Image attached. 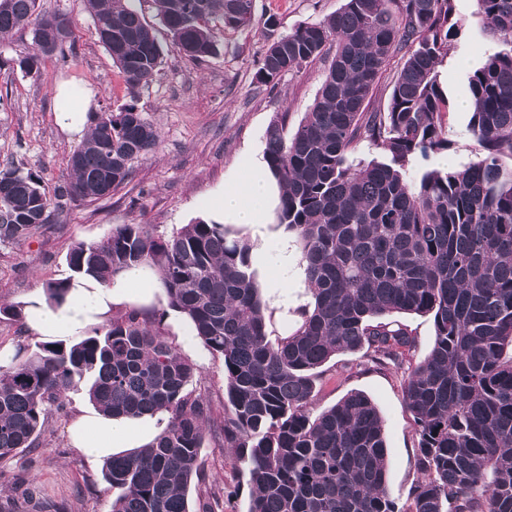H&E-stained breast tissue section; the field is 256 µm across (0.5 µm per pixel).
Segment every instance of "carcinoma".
<instances>
[{
    "instance_id": "1",
    "label": "carcinoma",
    "mask_w": 512,
    "mask_h": 512,
    "mask_svg": "<svg viewBox=\"0 0 512 512\" xmlns=\"http://www.w3.org/2000/svg\"><path fill=\"white\" fill-rule=\"evenodd\" d=\"M38 0H0V36L30 30L17 59L28 74L71 49L72 21L45 16ZM100 42L132 101L93 112L70 156L69 181L48 190L19 165L0 169V245L42 233L71 201L112 195L159 137L133 97L161 70L162 50L132 0H84ZM173 46L203 61L218 52L215 27L253 25V0H153ZM497 49L468 76L470 130L481 158L404 178L416 154L448 149L451 110L438 66L458 25L454 0H344L336 13L277 33L264 22L259 89L316 59L328 61L318 94L290 135L286 116L266 132L265 159L280 186L275 221L301 246L312 296L292 332L273 343L249 240L199 219L165 235L122 224L75 243L77 275L111 282L148 262L168 306L224 360V447L237 449L250 486L247 512H401L387 484L376 406L350 392L310 415L322 368L364 351L375 366L402 364L408 334L381 318L432 315L434 344L404 373L403 399L418 434L410 512H512V0H477ZM405 58L386 109L369 110L390 60ZM369 143L382 161L355 157ZM64 302L69 281L44 283ZM198 366L160 326L132 307L78 341L17 344L0 368V459L42 444L49 415L81 386L104 414H168L140 448L114 454L103 478L118 491L111 512H213L191 507L211 421L209 399L186 391Z\"/></svg>"
}]
</instances>
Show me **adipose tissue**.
<instances>
[{"label": "adipose tissue", "instance_id": "ef3b65f1", "mask_svg": "<svg viewBox=\"0 0 512 512\" xmlns=\"http://www.w3.org/2000/svg\"><path fill=\"white\" fill-rule=\"evenodd\" d=\"M90 103L89 92L61 86L54 96V114L60 129L71 137H83ZM276 198V180L265 163L258 160L250 172L225 182L217 209L228 224H267L272 220ZM162 295L156 272L143 264L107 284L89 278L73 280L66 301L60 305L50 303L41 289H34L24 301L23 315L31 335L46 341L66 340L105 323L113 312L130 304H158ZM158 432L150 417L133 421L90 411L75 416L69 427L73 445L94 462L122 448L141 447Z\"/></svg>", "mask_w": 512, "mask_h": 512}]
</instances>
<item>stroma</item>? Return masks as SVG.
Returning a JSON list of instances; mask_svg holds the SVG:
<instances>
[{"label":"stroma","mask_w":512,"mask_h":512,"mask_svg":"<svg viewBox=\"0 0 512 512\" xmlns=\"http://www.w3.org/2000/svg\"><path fill=\"white\" fill-rule=\"evenodd\" d=\"M38 4L40 11L72 19L73 55L45 59L33 75L0 71V166L12 161L38 171L49 188L68 180V158L78 141L61 131L53 112L54 90L64 81L91 90L94 112L136 102L158 130L160 143L111 197L68 203L59 222L43 234L0 246V304L16 308L45 281L69 277L66 254L74 243L99 240L119 224H147L168 235L195 220L210 219L214 197L225 181L247 173L263 156L266 131L276 116L287 114L289 129H296L317 96L325 69L324 61L316 60L282 75L274 89H257L253 76L265 45L264 20L275 15L278 33L285 34L335 13L343 0H254L253 27L218 32V55L202 63L188 61L174 49L152 0H135L163 49V64L159 75L133 98L100 43L83 0ZM454 7L459 27L438 67L452 107L445 127L450 147L441 155L415 156L406 171L412 182L440 162L454 168L480 158L469 131V70L464 62H482L496 43L484 30L476 0H454ZM240 233L252 245L259 284L267 285L277 275L272 255L283 227L244 226ZM396 319L413 339L405 363L420 362L433 346L432 316L400 313ZM196 363L199 373L188 390L209 398L213 407L201 454L206 475L202 490L218 504V512H246V477L233 450L217 434L224 423V360L204 352ZM351 391L368 396L379 411L388 450V487L402 512H408L417 479L418 434L403 400V376L393 368L373 367L358 352L338 356L317 384L313 413L330 408ZM69 399L67 415L51 418L43 447L0 460L1 506L20 502L28 490L44 512H111L113 495L102 463L89 462L69 438L74 415L89 409L90 403L82 390L70 393Z\"/></svg>","instance_id":"35a3bbf8"}]
</instances>
